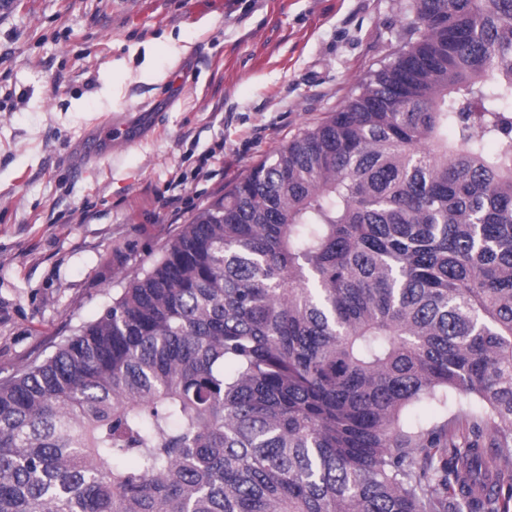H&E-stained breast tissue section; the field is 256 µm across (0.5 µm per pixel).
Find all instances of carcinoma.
<instances>
[{
    "mask_svg": "<svg viewBox=\"0 0 512 512\" xmlns=\"http://www.w3.org/2000/svg\"><path fill=\"white\" fill-rule=\"evenodd\" d=\"M403 11L358 95L0 380V512H512V0Z\"/></svg>",
    "mask_w": 512,
    "mask_h": 512,
    "instance_id": "carcinoma-1",
    "label": "carcinoma"
}]
</instances>
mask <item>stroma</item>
I'll list each match as a JSON object with an SVG mask.
<instances>
[{
	"label": "stroma",
	"mask_w": 512,
	"mask_h": 512,
	"mask_svg": "<svg viewBox=\"0 0 512 512\" xmlns=\"http://www.w3.org/2000/svg\"><path fill=\"white\" fill-rule=\"evenodd\" d=\"M403 2L0 0V379L356 96L402 47ZM118 112L162 120L74 166L82 133Z\"/></svg>",
	"instance_id": "obj_1"
}]
</instances>
